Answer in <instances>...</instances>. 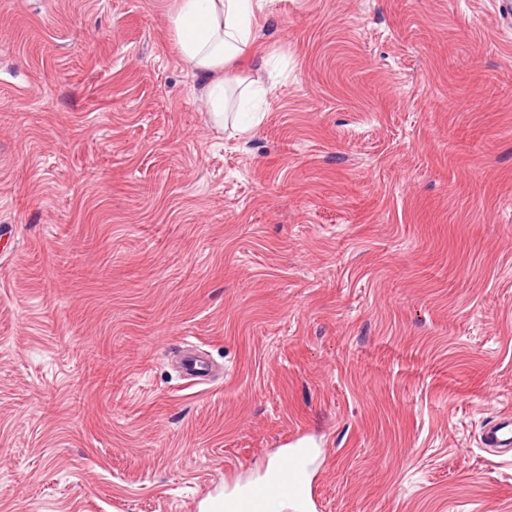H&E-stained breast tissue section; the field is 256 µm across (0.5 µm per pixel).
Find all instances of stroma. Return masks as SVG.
<instances>
[{
  "mask_svg": "<svg viewBox=\"0 0 512 512\" xmlns=\"http://www.w3.org/2000/svg\"><path fill=\"white\" fill-rule=\"evenodd\" d=\"M172 6L0 0V512H205L298 432L324 512H512V22L263 0L240 133ZM181 372L191 385L207 384L211 375L205 359L196 353H186L181 358ZM481 438L487 448L510 451L512 449V414L489 421L483 428Z\"/></svg>",
  "mask_w": 512,
  "mask_h": 512,
  "instance_id": "obj_1",
  "label": "stroma"
}]
</instances>
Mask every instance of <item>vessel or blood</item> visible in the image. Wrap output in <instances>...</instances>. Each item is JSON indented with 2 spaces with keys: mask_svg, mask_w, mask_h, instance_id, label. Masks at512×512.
<instances>
[{
  "mask_svg": "<svg viewBox=\"0 0 512 512\" xmlns=\"http://www.w3.org/2000/svg\"><path fill=\"white\" fill-rule=\"evenodd\" d=\"M181 372L193 385L208 383L209 366L205 359L189 352L181 359ZM482 441L486 447L512 449V414L495 418L483 428ZM313 448L305 435H297L289 442L285 471L280 481L273 485L253 488L241 496H229L215 504L217 512H261L270 494H278L295 504L298 512H319L314 480L311 476Z\"/></svg>",
  "mask_w": 512,
  "mask_h": 512,
  "instance_id": "1",
  "label": "vessel or blood"
}]
</instances>
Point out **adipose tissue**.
<instances>
[{
	"mask_svg": "<svg viewBox=\"0 0 512 512\" xmlns=\"http://www.w3.org/2000/svg\"><path fill=\"white\" fill-rule=\"evenodd\" d=\"M261 0H176L169 17L173 40L182 61L204 78L203 95L217 126L236 121L224 82L226 70L254 45L252 18Z\"/></svg>",
	"mask_w": 512,
	"mask_h": 512,
	"instance_id": "ef3b65f1",
	"label": "adipose tissue"
}]
</instances>
